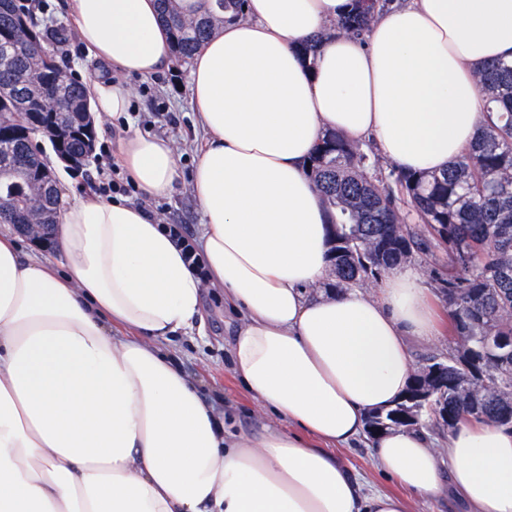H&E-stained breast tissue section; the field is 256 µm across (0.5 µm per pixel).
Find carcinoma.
<instances>
[{
	"mask_svg": "<svg viewBox=\"0 0 512 512\" xmlns=\"http://www.w3.org/2000/svg\"><path fill=\"white\" fill-rule=\"evenodd\" d=\"M227 0H204L185 12L177 0H160L174 57L189 60L218 24ZM387 0H355L335 23L348 36L364 35ZM53 28L20 0H0V224H56L60 196L33 143L38 122L55 153L86 165L96 139L84 85L68 74ZM485 108L497 120L482 124L471 147L448 168L382 176L375 154L338 132H328L310 156V177L332 213L330 263L333 290L374 286L382 273L425 252L424 230L448 249L441 294L453 345L415 372L409 392L431 393L420 405L403 400L367 419L372 436L393 426L411 427L427 415L453 430L473 418L512 430V61L478 68ZM437 363L439 379L426 378Z\"/></svg>",
	"mask_w": 512,
	"mask_h": 512,
	"instance_id": "1",
	"label": "carcinoma"
}]
</instances>
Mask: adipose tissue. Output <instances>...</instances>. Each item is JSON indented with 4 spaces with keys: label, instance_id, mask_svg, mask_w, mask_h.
<instances>
[{
    "label": "adipose tissue",
    "instance_id": "1",
    "mask_svg": "<svg viewBox=\"0 0 512 512\" xmlns=\"http://www.w3.org/2000/svg\"><path fill=\"white\" fill-rule=\"evenodd\" d=\"M68 7L122 78L168 63L156 0ZM245 7L190 60L208 280L134 204L66 203L58 265L0 232V512H411L450 490L467 512H512V431L474 419L444 448L405 427L375 435L396 491L352 478L339 448L407 393L408 340H434L437 312L410 267L323 291L332 228L306 166L329 131L375 140L406 172L448 166L479 132L477 68L512 59V0H391L360 40L332 28L352 0ZM122 78L87 84L99 114L128 112ZM121 161L149 197L178 177L162 138L129 137ZM210 287L238 316L231 369L263 417L252 433L163 348L203 328Z\"/></svg>",
    "mask_w": 512,
    "mask_h": 512
}]
</instances>
